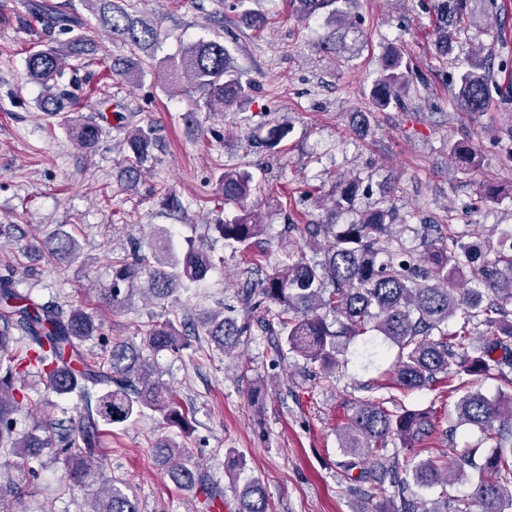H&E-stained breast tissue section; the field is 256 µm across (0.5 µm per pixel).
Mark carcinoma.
I'll list each match as a JSON object with an SVG mask.
<instances>
[{"mask_svg": "<svg viewBox=\"0 0 512 512\" xmlns=\"http://www.w3.org/2000/svg\"><path fill=\"white\" fill-rule=\"evenodd\" d=\"M82 2L105 31L133 49L146 52L156 45L157 30L132 16L119 0ZM344 2L292 0L300 18L310 19L327 9V22L339 29L348 28ZM435 8L443 18L452 14L461 21L466 14L475 22L479 16H494L497 3L436 0ZM34 16L42 29L66 36L52 38L26 60L28 79L42 89L39 108L55 115L66 113L68 129L89 154L99 143L103 127L95 118L74 114V96L62 79L70 62L97 53L101 46L88 34V23L72 0H63L48 12L39 9ZM165 67L187 78L200 93L196 107L183 115L187 123H195L202 109L222 115L224 108L249 97L251 82L242 78L218 39L188 44L179 59ZM489 81L490 65L465 66L454 86L460 109L482 111ZM411 86L403 52L386 47L369 93L373 107L382 111L401 107ZM124 128L126 172L133 178L151 158L156 137L150 125L127 122ZM448 155L464 170L479 163L478 151L468 141H448ZM358 189L356 180H337L329 223L297 225L310 239L324 238L321 258L288 252L260 287L241 289V301L252 312L262 308L273 314L278 327L276 346H285L294 356L317 365L324 382L334 381L339 356L350 343L370 336L373 356L379 355L381 343L397 347L394 365L381 372L392 387L408 393L446 380L448 393H461L454 405L455 428L443 431L425 409L393 412L371 397L351 402L348 422L338 433L339 448L346 457L343 479L350 481V491L357 495L380 497L371 512H512V228L500 232V249L492 258L485 255L479 233L453 224L445 234L434 224L424 225L423 250L406 252L396 236L399 217L389 206H374L351 222L337 221ZM252 190L249 173L225 174L224 205L239 208L240 214L211 225L226 244L244 250L265 232L258 215L244 204ZM43 245L57 260L73 261L82 250L77 239L61 228L46 237ZM213 267L212 257L191 242L185 251L176 252L167 229L159 227L147 251L138 246L131 259L114 262L112 285L103 290L102 300L116 311L142 281L152 299L165 301L205 278ZM452 319L457 326L450 331ZM480 327L486 328V338L474 349V334ZM100 329L97 319L82 307L36 300L16 288L12 276L0 277V447L10 448L20 460L43 449L62 448L70 480L91 491L87 512H139L136 497L104 479L99 453L102 428L126 424L148 410L162 412L170 426H187L185 414L164 383L153 379L149 358L151 352L185 346V333L168 320L150 328L138 344L116 338L106 360L95 365L85 360L81 343ZM247 331V324L219 310L189 328V334L207 336L223 354L233 352ZM20 339L25 344L18 352L14 345ZM22 365L36 371L49 393L81 397L85 408L77 425L17 429L19 404L9 389ZM465 376H493L508 391L489 397L479 388L466 386ZM465 426L478 429L483 440L492 442L486 453H479L477 447L463 448L446 460L425 447L435 434L452 438L456 429ZM396 443L413 449L412 455L399 460L388 450ZM154 455L177 486L185 490L206 486L179 443L161 442ZM470 473L478 474L471 493L448 495V477ZM414 486L438 491L441 507L424 508ZM237 512H270L259 481L243 485Z\"/></svg>", "mask_w": 512, "mask_h": 512, "instance_id": "cac0c4a2", "label": "carcinoma"}]
</instances>
